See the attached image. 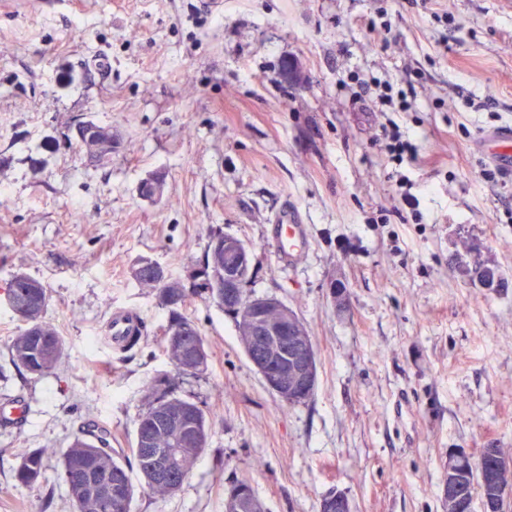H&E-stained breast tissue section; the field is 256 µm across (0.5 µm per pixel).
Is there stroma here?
Masks as SVG:
<instances>
[{"mask_svg":"<svg viewBox=\"0 0 512 512\" xmlns=\"http://www.w3.org/2000/svg\"><path fill=\"white\" fill-rule=\"evenodd\" d=\"M381 7L391 28L369 31ZM375 78L414 84V111L389 118L418 162L386 152L389 118L359 87ZM88 118L112 127L109 164L66 143ZM510 123L512 0H0V291L18 271L41 281L66 343L51 374L17 371L0 299V398L23 406L0 426V512H74L59 459L86 425L131 460L147 386L173 370L171 315L133 270L191 281L218 228L252 248L249 294L304 322L316 391L282 402L232 316L190 296L208 369L177 393L220 411L180 491L137 490L131 512H224L241 478L268 512H319L331 491L352 512H444L449 450L512 455V174L485 179L478 147ZM156 172L169 194L142 200ZM287 206L311 247L284 267L268 236ZM478 267L505 287H482ZM117 308L147 324L124 354L104 338ZM22 448L50 451L32 486L15 479Z\"/></svg>","mask_w":512,"mask_h":512,"instance_id":"obj_1","label":"stroma"}]
</instances>
